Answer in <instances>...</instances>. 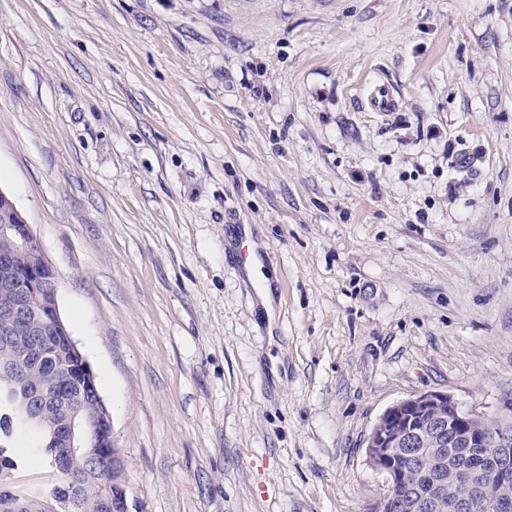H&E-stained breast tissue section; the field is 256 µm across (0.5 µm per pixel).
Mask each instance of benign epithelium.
Instances as JSON below:
<instances>
[{
    "mask_svg": "<svg viewBox=\"0 0 512 512\" xmlns=\"http://www.w3.org/2000/svg\"><path fill=\"white\" fill-rule=\"evenodd\" d=\"M0 233L14 241V249L0 254V277L17 288L14 302L0 310V334L13 336L22 331L31 337L34 349L50 341L64 342L68 368L79 379L81 394H98L95 375L73 341L58 304L59 277L37 243L31 224L12 199L0 190ZM37 294L40 304L32 307L28 297ZM512 413V399L503 401L499 412L476 413L464 408L453 396L431 392L409 397L388 407L373 425L366 439V460L384 475L385 491L371 503L374 512H383L396 498L403 484L399 457L419 461L424 453L443 454L448 448L465 446L478 452L496 448L484 457L480 471H465V480L474 487L470 497L448 502V512H470L472 499L483 500L488 512L500 505L495 493L498 484L512 481V434L488 420ZM59 439L75 455L102 458L112 475L125 473L123 456L112 439V417L105 412L93 418L71 414L57 431ZM448 487V474L432 476L431 489L418 498L419 512H435L442 506V493Z\"/></svg>",
    "mask_w": 512,
    "mask_h": 512,
    "instance_id": "benign-epithelium-1",
    "label": "benign epithelium"
}]
</instances>
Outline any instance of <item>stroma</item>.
Instances as JSON below:
<instances>
[{"label": "stroma", "mask_w": 512, "mask_h": 512, "mask_svg": "<svg viewBox=\"0 0 512 512\" xmlns=\"http://www.w3.org/2000/svg\"><path fill=\"white\" fill-rule=\"evenodd\" d=\"M0 190L129 512H367L388 407L512 398V0H0ZM367 105L373 112H393L398 101L387 87L380 85L367 98Z\"/></svg>", "instance_id": "obj_1"}]
</instances>
